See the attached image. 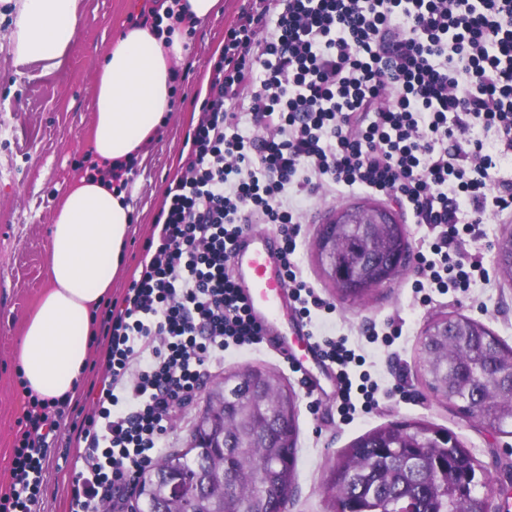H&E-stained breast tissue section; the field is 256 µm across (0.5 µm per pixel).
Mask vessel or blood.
Wrapping results in <instances>:
<instances>
[{
  "label": "vessel or blood",
  "mask_w": 512,
  "mask_h": 512,
  "mask_svg": "<svg viewBox=\"0 0 512 512\" xmlns=\"http://www.w3.org/2000/svg\"><path fill=\"white\" fill-rule=\"evenodd\" d=\"M230 262L235 285L265 343L283 356L290 350H301V357L292 359L290 365L303 378H310L308 362L317 358L318 352L309 330L302 326L289 336L276 326L288 296L280 245L265 231L249 228L233 244Z\"/></svg>",
  "instance_id": "b4317fda"
}]
</instances>
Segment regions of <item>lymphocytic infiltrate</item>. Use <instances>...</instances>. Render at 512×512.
<instances>
[{
    "label": "lymphocytic infiltrate",
    "instance_id": "f902f5d3",
    "mask_svg": "<svg viewBox=\"0 0 512 512\" xmlns=\"http://www.w3.org/2000/svg\"><path fill=\"white\" fill-rule=\"evenodd\" d=\"M476 126L494 150L471 137ZM187 143L140 276L104 323L107 375L73 427L84 446L70 512H101L127 492L225 352L263 347L229 270L249 225H277L301 316L324 308L293 260L290 195L360 190L436 227L415 255L416 291L488 281L480 226L512 212L500 174L512 154V0H251L224 35ZM316 345L336 369L342 415L375 408L364 357L342 338ZM61 418L57 401L29 400L0 512H37Z\"/></svg>",
    "mask_w": 512,
    "mask_h": 512
}]
</instances>
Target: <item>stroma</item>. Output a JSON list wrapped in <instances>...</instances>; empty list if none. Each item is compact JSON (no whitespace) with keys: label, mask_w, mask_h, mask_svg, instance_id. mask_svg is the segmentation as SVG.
<instances>
[{"label":"stroma","mask_w":512,"mask_h":512,"mask_svg":"<svg viewBox=\"0 0 512 512\" xmlns=\"http://www.w3.org/2000/svg\"><path fill=\"white\" fill-rule=\"evenodd\" d=\"M137 0H77L80 26L60 66L19 59L11 44L17 0H0V478L11 472L18 422L27 399L18 373L17 345L26 318L47 285L45 256L51 245L53 216L62 195L89 165L86 138L93 122L96 70L111 39L132 18ZM247 0H224L220 16L191 31L190 50L176 66L174 107L152 141L146 156L136 158L128 190L132 228L124 246L123 269L112 284V296L97 309L105 320L139 272L144 247L163 206L167 183L183 172L185 134L200 117L202 86L224 53V34ZM386 206L384 198L363 192L339 193L324 188L318 197L297 201L301 222L295 259L304 279L333 311L320 320L326 336H343L349 347L366 357L365 367L380 387L379 405L353 419L338 411L336 381L322 366L313 371L321 390L308 392L301 376L276 352L263 348L224 355V366L208 386L225 374L262 366L274 372L293 392L299 428L298 455L288 512H330L326 485L336 464L362 435L389 424L416 421L452 432L480 461L491 480L495 512H512V434L491 430L462 414L456 404L437 397L428 387L420 338L436 317L457 313L484 323L512 345V282L499 274L494 243L512 230V217L489 215L479 246L488 283H477L464 295H434L421 303L412 284L414 268L373 288L361 300L341 298L318 264L316 239L323 224L343 207ZM378 333L398 328L392 342L368 343L367 328ZM204 396L178 409L165 434L167 452L189 446ZM74 452L67 435L53 443L43 484L41 512H69Z\"/></svg>","instance_id":"obj_1"}]
</instances>
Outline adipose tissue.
Here are the masks:
<instances>
[{
	"mask_svg": "<svg viewBox=\"0 0 512 512\" xmlns=\"http://www.w3.org/2000/svg\"><path fill=\"white\" fill-rule=\"evenodd\" d=\"M77 0H20L12 43L18 58L57 67L79 26ZM223 0H153L158 22L125 27L98 69L88 149L119 167L146 153L173 110L174 65L188 53L187 33L223 8ZM125 193L93 176L74 181L52 224L48 284L19 342L24 386L65 401L90 349L93 313L112 289L132 223Z\"/></svg>",
	"mask_w": 512,
	"mask_h": 512,
	"instance_id": "adipose-tissue-1",
	"label": "adipose tissue"
}]
</instances>
